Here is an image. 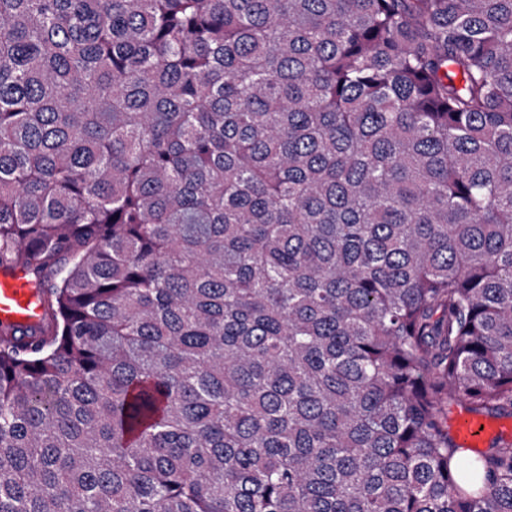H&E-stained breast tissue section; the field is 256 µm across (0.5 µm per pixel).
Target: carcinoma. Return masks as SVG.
Instances as JSON below:
<instances>
[{
  "mask_svg": "<svg viewBox=\"0 0 512 512\" xmlns=\"http://www.w3.org/2000/svg\"><path fill=\"white\" fill-rule=\"evenodd\" d=\"M0 512H512V0H0ZM43 308L35 289L19 269L0 272V330L23 332L41 325ZM459 407L453 406L449 413V424L457 414ZM510 422H503L496 418L476 416L467 412L457 414L452 423L453 434L458 443L464 448H482L486 451V443L496 436L510 431Z\"/></svg>",
  "mask_w": 512,
  "mask_h": 512,
  "instance_id": "obj_1",
  "label": "carcinoma"
}]
</instances>
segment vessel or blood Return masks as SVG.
Segmentation results:
<instances>
[{
  "mask_svg": "<svg viewBox=\"0 0 512 512\" xmlns=\"http://www.w3.org/2000/svg\"><path fill=\"white\" fill-rule=\"evenodd\" d=\"M43 308L23 271L0 272V330L23 332L40 326ZM512 424L496 418L457 414L453 434L465 448L479 449L496 436L511 430Z\"/></svg>",
  "mask_w": 512,
  "mask_h": 512,
  "instance_id": "b4317fda",
  "label": "vessel or blood"
}]
</instances>
